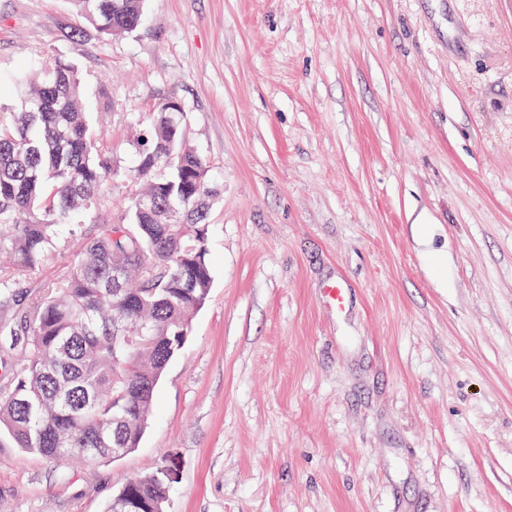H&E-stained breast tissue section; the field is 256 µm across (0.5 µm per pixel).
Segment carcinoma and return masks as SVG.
Segmentation results:
<instances>
[{"label": "carcinoma", "instance_id": "obj_1", "mask_svg": "<svg viewBox=\"0 0 512 512\" xmlns=\"http://www.w3.org/2000/svg\"><path fill=\"white\" fill-rule=\"evenodd\" d=\"M80 23L106 36L142 22V0H73ZM19 108L0 112V335L23 363L0 392V431L57 460L107 459L137 446L155 388L205 303L212 267L206 160L185 113L166 102L134 142V200L124 224H98L70 263L42 272L95 211L112 168L68 62L14 77ZM126 512H164L158 473L118 493Z\"/></svg>", "mask_w": 512, "mask_h": 512}]
</instances>
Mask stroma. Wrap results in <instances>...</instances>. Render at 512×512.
Segmentation results:
<instances>
[{
  "label": "stroma",
  "instance_id": "obj_1",
  "mask_svg": "<svg viewBox=\"0 0 512 512\" xmlns=\"http://www.w3.org/2000/svg\"><path fill=\"white\" fill-rule=\"evenodd\" d=\"M0 0L11 78L74 63L123 223L132 136L168 99L217 189L212 281L139 445L58 461L0 437V512H512V0H144L74 34ZM343 283L336 311L323 286ZM161 479L171 485L176 482V468L166 465L160 470ZM158 472L138 476L125 483L119 491L124 510L131 512H164L169 498V486Z\"/></svg>",
  "mask_w": 512,
  "mask_h": 512
}]
</instances>
